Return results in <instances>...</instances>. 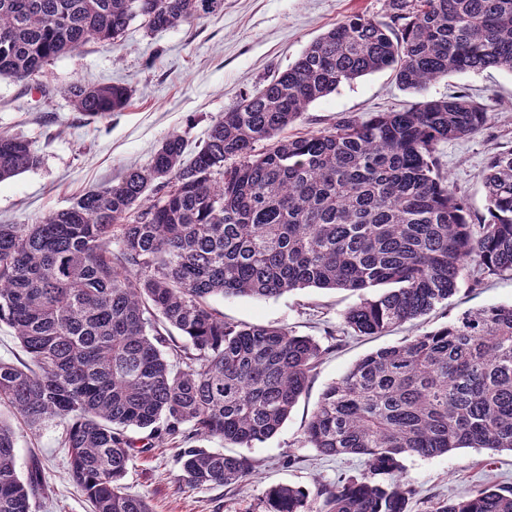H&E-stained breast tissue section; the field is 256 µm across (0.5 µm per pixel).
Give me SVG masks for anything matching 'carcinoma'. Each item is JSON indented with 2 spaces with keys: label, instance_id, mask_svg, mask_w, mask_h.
<instances>
[{
  "label": "carcinoma",
  "instance_id": "cac0c4a2",
  "mask_svg": "<svg viewBox=\"0 0 512 512\" xmlns=\"http://www.w3.org/2000/svg\"><path fill=\"white\" fill-rule=\"evenodd\" d=\"M387 20L352 15L213 123L185 160L174 132L144 167L34 224H0V323L27 360L0 361V407L29 429L64 420L70 472L91 512H152L126 490L129 464L177 443L180 481L240 485L246 454L273 437L327 350L283 328L231 323L212 296L303 288L362 300L342 331L380 336L448 305L462 281L512 274V148L487 158V215L448 182L438 146L485 127L460 94L368 120L281 133L344 84L391 70L420 92L458 72H512V0H386ZM224 10V0H0V77L23 80L89 42L113 45L132 21L151 31ZM91 120L124 109L120 84L65 89ZM22 136L0 132V182L36 167ZM379 286L385 293L369 298ZM180 332L184 341L171 336ZM147 430L148 442L131 436ZM305 442L365 468L318 489L321 512H409L405 456L512 451V303L360 359L329 384ZM16 428L0 420V512H36L43 468H17ZM310 491L274 485L263 512H305ZM433 512H512V489L485 486Z\"/></svg>",
  "mask_w": 512,
  "mask_h": 512
}]
</instances>
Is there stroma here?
<instances>
[{"label":"stroma","instance_id":"obj_1","mask_svg":"<svg viewBox=\"0 0 512 512\" xmlns=\"http://www.w3.org/2000/svg\"><path fill=\"white\" fill-rule=\"evenodd\" d=\"M384 18L385 0H224L216 15L153 32L133 21L118 46L90 43L51 61L25 80L0 78V130L25 137L40 164L0 183V224H32L68 207L86 191L118 180L131 166L147 165L171 133L186 140L193 156L209 127L241 96L255 92L288 68L319 35L351 15ZM112 83L129 87L128 106L91 120L77 112L63 91L69 85ZM459 93L484 105L489 123L466 138L443 143L439 155L448 180L471 213L486 212L481 171L487 157L512 146V73L488 69L454 74L419 93L403 90L392 71L375 72L343 84L313 102L293 133L320 131L345 115L368 118L400 111L427 99ZM360 298L342 290L304 288L278 297L213 298L225 321L282 327L327 346L306 393L280 430L249 449L257 468L241 485L192 489L181 484L176 448L164 443L135 459L124 483L144 497L153 512H261L273 484L315 488L355 475L364 460L355 455L324 457L307 445L305 425L326 386L359 359L398 344L403 337L437 329L468 310L512 302V276L489 279L482 287L461 284L449 307L436 308L388 335L344 338L332 345L343 313ZM66 425L19 427L17 465L27 472L39 460L48 497L37 512H89L86 498L69 472L61 445ZM404 474L415 494L410 512H431L440 501L467 496L487 486H512V452L461 448L431 457L408 456Z\"/></svg>","mask_w":512,"mask_h":512}]
</instances>
